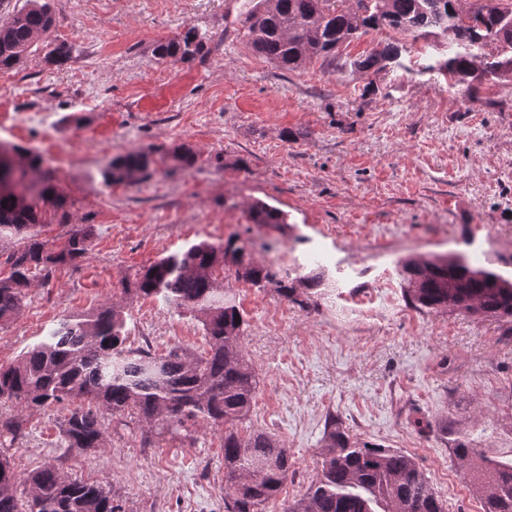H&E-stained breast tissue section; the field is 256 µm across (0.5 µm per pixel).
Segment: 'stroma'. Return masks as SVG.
I'll return each instance as SVG.
<instances>
[{"label":"stroma","instance_id":"stroma-1","mask_svg":"<svg viewBox=\"0 0 512 512\" xmlns=\"http://www.w3.org/2000/svg\"><path fill=\"white\" fill-rule=\"evenodd\" d=\"M252 0H54L71 58L45 51L0 78V142L43 153L69 198L70 224H91L86 257L34 284L0 329V364L57 323L121 298L122 279L201 239L232 233L281 270L322 265L328 286L308 307L226 273L246 314L244 351L259 376L252 428L288 450L287 488L265 512H284L318 471L328 419L350 437L397 448L426 474L447 512H482L450 452L466 437L512 458V322L418 310L397 264L454 251L512 259V82L464 98L433 73L394 65L368 76L353 59L377 31L340 46L335 64L286 72L256 55L241 21ZM196 25L211 37L190 62L157 61L161 40ZM197 162L179 168L177 147ZM150 153L138 183H105L109 162ZM288 215L283 230L249 220L252 200ZM131 345L156 352L203 346L200 324L157 301H130ZM58 407L29 419L10 449L21 475L61 453ZM220 433L193 446L141 447L106 431L101 448L72 452L71 478L109 489L122 512H224Z\"/></svg>","mask_w":512,"mask_h":512}]
</instances>
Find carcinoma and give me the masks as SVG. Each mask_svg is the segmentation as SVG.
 <instances>
[{
	"label": "carcinoma",
	"instance_id": "carcinoma-1",
	"mask_svg": "<svg viewBox=\"0 0 512 512\" xmlns=\"http://www.w3.org/2000/svg\"><path fill=\"white\" fill-rule=\"evenodd\" d=\"M52 0H25L0 19V71L18 66L37 44L62 64L72 46L51 39ZM251 48L279 69L294 71L313 57L336 59L337 43L369 30H392L410 45L384 41L351 62L377 74L414 53L425 72L437 73L462 94L485 80L512 78V0H256L244 18ZM443 37L437 58L415 48L421 39ZM207 31L193 25L176 39L159 41V60L189 62L205 48ZM4 176L14 186L0 188V247L8 248L9 272L0 276V329L22 309L32 281H50L57 268L75 264L92 245L93 225L69 230L60 243L42 240L44 226L66 223L67 197L37 152L13 145ZM151 164L150 155L132 150L113 159L108 183H133ZM251 223L280 230L287 214L262 201L253 204ZM258 289L305 307L322 282L319 273L283 272L255 262L247 243L231 236L222 243L200 241L139 269L123 293L160 301L188 313L204 331L201 351L176 346L164 354L127 346V315L121 303L91 315L62 319L44 340L11 364L0 366V448H16L28 434L26 412L68 405L61 425L63 448L87 452L101 447L106 420L139 435L152 448L170 435L192 446L201 425L224 430V512H264L288 481V449L273 434L242 424L256 406L258 377L243 350L247 321L236 295L224 287V270ZM404 296L415 308L435 313L459 311L484 319H512V274L477 263L465 254L412 258L401 264ZM451 452L469 477L483 512H512V459L489 458L463 439ZM316 479L284 512H445L414 458L382 444L353 439L332 418L319 452ZM0 454V512H121L104 487L68 478L60 458L23 479Z\"/></svg>",
	"mask_w": 512,
	"mask_h": 512
}]
</instances>
